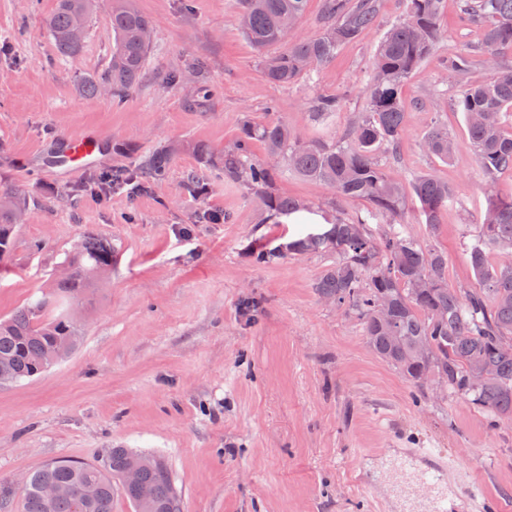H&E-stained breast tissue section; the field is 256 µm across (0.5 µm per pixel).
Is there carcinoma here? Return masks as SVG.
<instances>
[{
  "label": "carcinoma",
  "instance_id": "cac0c4a2",
  "mask_svg": "<svg viewBox=\"0 0 512 512\" xmlns=\"http://www.w3.org/2000/svg\"><path fill=\"white\" fill-rule=\"evenodd\" d=\"M96 0H57L47 25L60 56H74L83 43L71 37L75 17L89 18ZM307 0H239L243 33L260 51L287 42L280 27L286 16L301 18ZM445 0H410L405 18L392 25L374 55L369 87L370 112L347 129L339 143L302 141L278 121L243 120L233 146L218 155L207 143H173L138 157L134 171L115 170L94 185L135 184L139 191L168 179L175 158L193 152L204 165L217 168L224 179L244 186L259 199L266 217L290 215L309 206L274 189L281 167L327 186L339 203L362 200L370 209L396 219L403 216L406 197L401 178L379 164L375 151L381 145L396 155L405 128L406 112L401 88L408 75L432 53L440 38V17ZM381 0H324V23L319 35L298 41L262 60L266 79L279 86L293 83L301 74L317 70L336 57L344 43L359 39L377 20ZM461 13L486 24L482 45L455 52L448 70L464 76L485 64L489 77L482 83H463L459 105L466 117L468 141L483 176L489 199L477 241L468 263L482 287L462 290L448 285V255L430 243L392 230L374 238L366 219L330 214L326 226L312 227L296 239L253 254L258 264L285 255L331 252L336 261L315 283L318 294L336 307L354 313L362 322L372 349L395 366L417 387L427 384L422 374L432 368L445 372L448 389L501 421H512V195L497 194V176L512 171V134L503 131L505 111L512 109V67L502 58L512 53V0H458ZM114 36L112 56L100 74H88L78 85L85 97H96L106 86L122 97L142 77L152 43L143 30L152 26L133 0H112L110 15ZM343 97L324 95L315 102L316 114L330 117L342 108ZM261 143L266 156L253 154ZM424 149L444 161L454 143L448 129L433 125ZM183 189L200 198L204 183L197 172L182 180ZM425 223L435 228L443 203L452 194L447 183L433 174L413 182ZM29 196L20 188L0 191V258L10 249L16 216L28 209ZM80 251L69 256L70 274L57 278L49 292L0 320V381L18 382L46 371L43 356L49 350L58 359L70 354L81 340V330L63 307L81 301L87 288L112 267V245L89 232ZM494 247L501 262L488 264L486 250ZM133 453L110 450L103 466L59 460L30 474L24 488L25 512H112V497L119 490L135 512H181L167 466L149 458L141 482L153 489V499L143 504L136 491L116 487ZM50 483L58 493L47 499L42 486ZM88 485L96 495L86 499Z\"/></svg>",
  "mask_w": 512,
  "mask_h": 512
}]
</instances>
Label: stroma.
Listing matches in <instances>:
<instances>
[{
  "label": "stroma",
  "mask_w": 512,
  "mask_h": 512,
  "mask_svg": "<svg viewBox=\"0 0 512 512\" xmlns=\"http://www.w3.org/2000/svg\"><path fill=\"white\" fill-rule=\"evenodd\" d=\"M153 25L140 81L117 98L89 99L79 79L106 69L111 0H98L82 51L59 56L46 26L56 0H0V189L23 188L33 204L0 258V319L39 298L74 243L92 232L112 246V268L89 302L72 307L82 339L44 374L0 384V482L12 494L0 512H24L23 480L48 463L99 465L127 448L167 464L183 512H393L401 474L384 455L439 460L442 484L462 512L480 496L512 512V423L448 389L417 388L369 346L361 321L322 299L313 284L327 253L259 265L255 250L296 237L297 224H262L259 201L214 169L204 198L182 188L200 169L182 152L167 181L134 196L95 193L94 172L135 168L141 151L170 141L229 147L245 117L280 121L307 140L338 141L369 111L376 48L408 0H382L374 26L342 46L320 72L270 83L239 26L237 0H135ZM436 52L404 82L406 125L397 156L383 164L414 181L431 173L453 193L437 229L411 202L400 223L448 256V282H480L467 262L488 199L467 141L459 80L444 62L478 47L482 27L447 0ZM338 93L336 116H314ZM457 142L448 160L422 141L432 121ZM95 135L107 147L94 167L64 172L44 160L50 140ZM279 192L324 210L332 194L285 170ZM224 213L198 224L199 208Z\"/></svg>",
  "instance_id": "obj_1"
}]
</instances>
